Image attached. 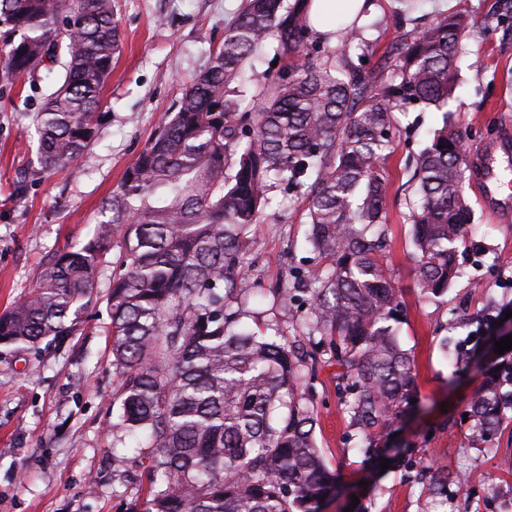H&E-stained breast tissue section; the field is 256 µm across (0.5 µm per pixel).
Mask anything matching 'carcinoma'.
<instances>
[{"label":"carcinoma","instance_id":"cac0c4a2","mask_svg":"<svg viewBox=\"0 0 512 512\" xmlns=\"http://www.w3.org/2000/svg\"><path fill=\"white\" fill-rule=\"evenodd\" d=\"M310 0H246L224 43L193 76L103 207L82 244L56 252L36 287L0 314V347L31 349L71 335L93 300L112 248H120L106 302L117 426L142 437L148 494L125 512H321L336 488L314 437L305 393L315 375L305 352L241 321L250 294V236L284 183L308 197L307 242L318 262L299 275L310 297L309 344L329 351L349 427L366 460L415 397V366L394 324L400 289L384 262L394 112L441 111L453 97L459 43L476 22L440 15L406 34L375 77L351 61L370 48L363 27L341 23L337 57L323 42ZM0 24L20 35L0 61L13 86L45 61L59 86L34 115L40 163L72 166L94 141L99 96L120 33L114 0H0ZM277 44L286 70L260 86L246 65ZM462 136L448 122L416 162L420 205L412 254L424 299L459 275L457 245L472 211L462 185ZM468 440L491 446L512 418V349L479 367Z\"/></svg>","mask_w":512,"mask_h":512}]
</instances>
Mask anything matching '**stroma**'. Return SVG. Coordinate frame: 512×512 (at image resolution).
Instances as JSON below:
<instances>
[{"instance_id":"stroma-1","label":"stroma","mask_w":512,"mask_h":512,"mask_svg":"<svg viewBox=\"0 0 512 512\" xmlns=\"http://www.w3.org/2000/svg\"><path fill=\"white\" fill-rule=\"evenodd\" d=\"M122 43L100 99L105 118L89 151L70 169L40 171L33 116L59 73L40 68L24 84L0 85V312L23 299L51 257L83 243L126 170L175 103L189 77L222 44L225 25L243 0H114ZM362 20L373 45L362 71L377 75L384 55L414 25L438 14L482 19L462 41L455 98L449 108L470 155L488 138H512V26L493 22L498 0H420L409 22L393 23L398 0H373ZM388 25H381V18ZM442 113L421 105L396 113L384 161L390 190L385 261L401 290L398 336L415 359L417 402L386 440L388 455L406 449L410 464L380 470L353 449L330 367L319 368L309 396L318 417L317 443L340 475L322 512H345L352 496H369L371 512H512V424L493 449L469 447L463 421L478 385L475 368L493 352L492 339L471 340V320L488 299L512 304V222L488 211L478 186L465 179L473 222L457 253L460 274L447 295L423 301L415 286L410 212L417 155L440 128ZM248 250L257 293L249 325L274 326L288 340L304 337L310 300L294 276L313 266L304 223L305 194L278 186ZM96 280L93 302L60 344L28 351L0 348V512H123L137 496L129 481L141 467L120 442L112 410L118 379L112 367L107 311L111 265ZM448 478L445 494L429 489L421 467Z\"/></svg>"}]
</instances>
